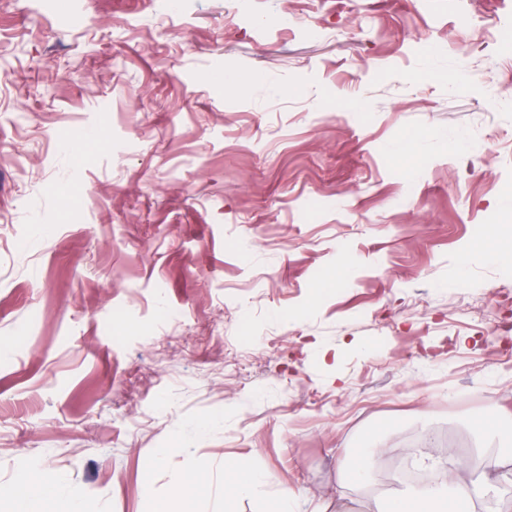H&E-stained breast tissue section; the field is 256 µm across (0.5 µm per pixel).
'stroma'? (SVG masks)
Returning a JSON list of instances; mask_svg holds the SVG:
<instances>
[{"label": "stroma", "mask_w": 512, "mask_h": 512, "mask_svg": "<svg viewBox=\"0 0 512 512\" xmlns=\"http://www.w3.org/2000/svg\"><path fill=\"white\" fill-rule=\"evenodd\" d=\"M505 34L512 0H0V487L375 512L425 436L512 446L475 430H512ZM373 449L359 448L351 459L349 467V480L353 484L364 485L371 477L370 459L373 456ZM262 485L261 473L253 470L244 462H237L231 467V485H224V494L230 490L236 496L253 494Z\"/></svg>", "instance_id": "obj_1"}]
</instances>
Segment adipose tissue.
Here are the masks:
<instances>
[{"instance_id": "adipose-tissue-1", "label": "adipose tissue", "mask_w": 512, "mask_h": 512, "mask_svg": "<svg viewBox=\"0 0 512 512\" xmlns=\"http://www.w3.org/2000/svg\"><path fill=\"white\" fill-rule=\"evenodd\" d=\"M467 479L448 478L392 490L380 512H460L473 500L483 498L491 479L512 476V457L504 454L478 453L465 464ZM59 496L56 484L20 475L16 483L0 488V503L7 512H47Z\"/></svg>"}]
</instances>
